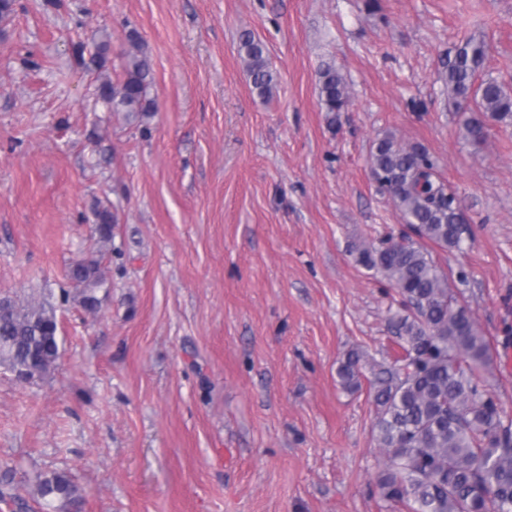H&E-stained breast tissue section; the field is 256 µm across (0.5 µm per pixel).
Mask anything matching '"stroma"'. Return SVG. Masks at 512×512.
<instances>
[{"instance_id":"35a3bbf8","label":"stroma","mask_w":512,"mask_h":512,"mask_svg":"<svg viewBox=\"0 0 512 512\" xmlns=\"http://www.w3.org/2000/svg\"><path fill=\"white\" fill-rule=\"evenodd\" d=\"M277 85L253 89L242 31ZM138 38L159 110L99 102ZM512 88V0H13L0 17V297L49 298L62 357L34 385L0 367V470H69L83 512H394L379 495L375 408L336 368L389 362L399 295L353 250L407 226L370 170L393 133L433 156L473 242L432 246L463 288L512 417V126L464 136L440 74L466 39ZM104 71L85 60L100 43ZM351 102L329 117L319 72ZM117 217L111 249L96 206ZM96 258V314L69 266ZM466 272L459 285L458 272ZM318 97L324 112L336 117V112L345 111L350 104L347 83L334 64H327L320 72ZM364 365V354L352 350L339 363L336 374L340 385L347 391H358L363 380L367 379Z\"/></svg>"}]
</instances>
